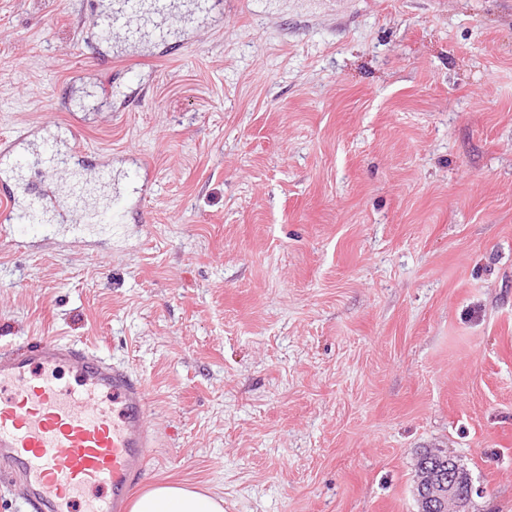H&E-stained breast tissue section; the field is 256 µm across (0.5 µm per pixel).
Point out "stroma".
Listing matches in <instances>:
<instances>
[{"label": "stroma", "instance_id": "obj_1", "mask_svg": "<svg viewBox=\"0 0 512 512\" xmlns=\"http://www.w3.org/2000/svg\"><path fill=\"white\" fill-rule=\"evenodd\" d=\"M85 0H0V139L111 157L115 223L0 240V347L147 385L144 487L417 512L442 448L512 512V0H220L113 66ZM446 451H441L440 448H431L425 449L416 459L415 463V476L422 478L424 474L423 470L431 471V470H441L445 473L447 478V484L444 481L441 482L442 487L445 489L443 493L448 497H453L456 501V510L458 512H464V504L463 502L456 499V484L453 480L448 476V460L440 458V456L444 455ZM444 466V467H443Z\"/></svg>", "mask_w": 512, "mask_h": 512}]
</instances>
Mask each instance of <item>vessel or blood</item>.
Wrapping results in <instances>:
<instances>
[{
    "label": "vessel or blood",
    "mask_w": 512,
    "mask_h": 512,
    "mask_svg": "<svg viewBox=\"0 0 512 512\" xmlns=\"http://www.w3.org/2000/svg\"><path fill=\"white\" fill-rule=\"evenodd\" d=\"M208 8L207 0H112L91 24L129 45L164 43L176 21ZM13 166L41 172L38 182L21 179L16 190L0 194V235L15 245L26 246L31 232L70 223L78 212L111 222V161L60 180L65 156L47 138L32 155H14ZM64 369L73 384L61 383ZM153 446L146 384L128 367L69 339L27 352L0 350V477L20 484L27 512H128Z\"/></svg>",
    "instance_id": "vessel-or-blood-1"
}]
</instances>
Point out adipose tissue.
Masks as SVG:
<instances>
[{"mask_svg":"<svg viewBox=\"0 0 512 512\" xmlns=\"http://www.w3.org/2000/svg\"><path fill=\"white\" fill-rule=\"evenodd\" d=\"M130 512H224V499L179 484L157 485L137 495Z\"/></svg>","mask_w":512,"mask_h":512,"instance_id":"adipose-tissue-1","label":"adipose tissue"}]
</instances>
